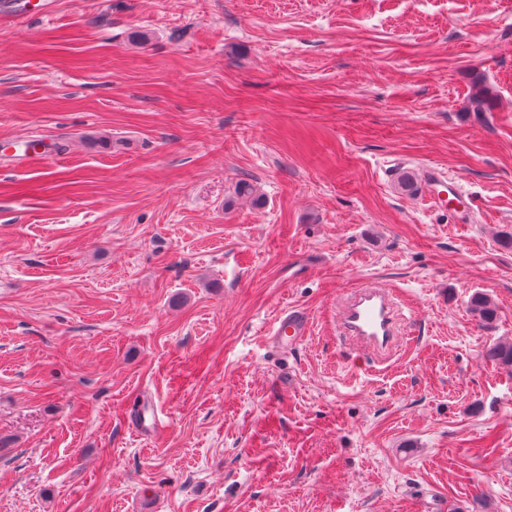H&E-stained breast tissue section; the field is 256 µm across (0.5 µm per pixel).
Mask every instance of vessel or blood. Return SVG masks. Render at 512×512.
Returning <instances> with one entry per match:
<instances>
[{
	"label": "vessel or blood",
	"mask_w": 512,
	"mask_h": 512,
	"mask_svg": "<svg viewBox=\"0 0 512 512\" xmlns=\"http://www.w3.org/2000/svg\"><path fill=\"white\" fill-rule=\"evenodd\" d=\"M54 12V0H12L8 6L7 19L12 23L28 18L48 20ZM8 156L22 164L36 159H50L51 154L41 139L28 136L20 139L18 149L10 150ZM424 179L426 185L433 189L431 198L436 206L444 207L451 202L465 204L466 199L456 183H447V191L437 190V183L444 181L439 171L426 170ZM404 309L402 300L392 290L375 284L367 285L348 297L341 311L339 327L343 335L380 351L392 344L400 321L406 318ZM309 328V318L304 311L288 309L277 316L272 334L280 349H292L303 342Z\"/></svg>",
	"instance_id": "b4317fda"
}]
</instances>
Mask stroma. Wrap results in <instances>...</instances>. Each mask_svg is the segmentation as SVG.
I'll use <instances>...</instances> for the list:
<instances>
[{
    "label": "stroma",
    "mask_w": 512,
    "mask_h": 512,
    "mask_svg": "<svg viewBox=\"0 0 512 512\" xmlns=\"http://www.w3.org/2000/svg\"><path fill=\"white\" fill-rule=\"evenodd\" d=\"M30 134L67 149L0 164V512H512V0H57L0 23ZM370 281L414 317L382 359L336 332ZM424 179L426 186H428L429 188H432L437 183L448 182V199L447 195H445V191L442 190L434 192L430 190L431 198L436 206L446 207L449 201L454 202L458 207H460L459 205H462L463 208H466L468 206L465 197L463 196L462 192L460 191L456 183L449 178L447 179V177L443 176L436 169H427L424 175ZM449 195H452L454 198L449 199ZM470 310L482 327L492 325L497 318L495 303L483 293H475L470 299ZM310 328L307 314L299 309H288L279 313L272 334L280 349L288 351L301 344ZM486 357L497 367L512 371V341L493 342L485 350ZM162 426V419L159 417L155 406H142L138 411L135 422L132 423V428L140 434L146 432L153 433Z\"/></svg>",
    "instance_id": "35a3bbf8"
}]
</instances>
